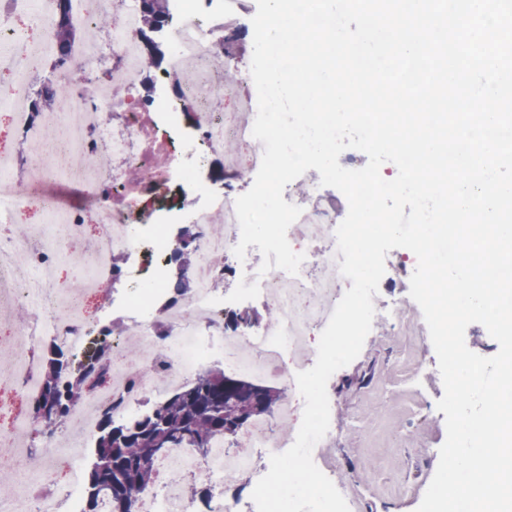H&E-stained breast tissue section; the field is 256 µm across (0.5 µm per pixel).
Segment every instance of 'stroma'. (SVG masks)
<instances>
[{
    "label": "stroma",
    "instance_id": "obj_1",
    "mask_svg": "<svg viewBox=\"0 0 512 512\" xmlns=\"http://www.w3.org/2000/svg\"><path fill=\"white\" fill-rule=\"evenodd\" d=\"M151 38L144 49L151 63L139 89L148 99L163 87L170 50L165 31ZM405 375L416 376V386H402ZM333 387L336 442L330 453L337 481L362 497L364 512H416L446 439L445 415L436 407L444 388L429 331L393 336L378 327L359 356L337 371ZM394 436L402 438L400 447H391Z\"/></svg>",
    "mask_w": 512,
    "mask_h": 512
}]
</instances>
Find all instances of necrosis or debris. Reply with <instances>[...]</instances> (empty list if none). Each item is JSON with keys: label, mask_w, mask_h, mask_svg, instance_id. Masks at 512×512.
Segmentation results:
<instances>
[{"label": "necrosis or debris", "mask_w": 512, "mask_h": 512, "mask_svg": "<svg viewBox=\"0 0 512 512\" xmlns=\"http://www.w3.org/2000/svg\"><path fill=\"white\" fill-rule=\"evenodd\" d=\"M179 19L171 34L165 77L180 104L193 114L195 137L175 145L176 109L166 99L144 102L138 95L143 77L139 41L142 15L137 0H72V20L94 28L104 12L120 23L105 41L76 44L52 79L69 88L53 113L31 110L27 89L39 72L41 54L54 46L57 0H0V72L12 76L15 92L4 103L14 131L27 144L25 164L13 155L0 160V202L11 213L37 208L43 223L25 236L0 230V305L26 310L27 322L0 340V467L13 471L15 483L0 486V502L11 512H82L83 450L93 441L100 416L131 419L145 399L176 390L206 364L220 362L237 376L272 383L288 393L278 412L254 418L234 446L215 437L206 454L182 445L156 460L157 486L143 491L141 512H257L253 500L226 497L224 488L246 477L258 481L265 468L257 460L286 451L295 441L304 408L295 376L309 369L311 336L321 334L352 282L339 264L336 229L347 215L346 198L336 197L318 180L305 192L288 184L286 202L302 209L289 227L288 241L305 259L297 275L279 269L260 274L263 256L248 246L244 258L234 248L240 240L232 183L222 190L199 179L203 158L221 159L226 172L245 166L258 171L264 145L252 135L257 114L253 81L224 71L230 39L254 16V0H167ZM36 19L38 41L26 40L16 22ZM111 67L110 80L96 74ZM124 94L113 97V86ZM238 146L224 152L225 142ZM107 152L117 167L96 171L81 165L84 155ZM146 168L150 180L130 179L129 171ZM87 199L89 211L39 197L40 188L58 174ZM185 220L198 227L195 285L183 301L157 306L165 291V266L171 251L167 224ZM76 257L90 287L72 294L59 268ZM124 260L128 288L116 294L117 260ZM381 287L395 289L390 300H375V323L388 322L393 335L417 323L421 309L404 291L417 267L404 248L390 250ZM234 277L233 301L245 306L259 299L278 313L261 325L224 328V276ZM110 316V359L102 378H91L88 397L72 406L63 427L40 431L32 417L17 410V399L34 400L42 391L37 351L44 341L84 349L96 316ZM195 475L212 489L196 506L184 487Z\"/></svg>", "instance_id": "necrosis-or-debris-1"}]
</instances>
